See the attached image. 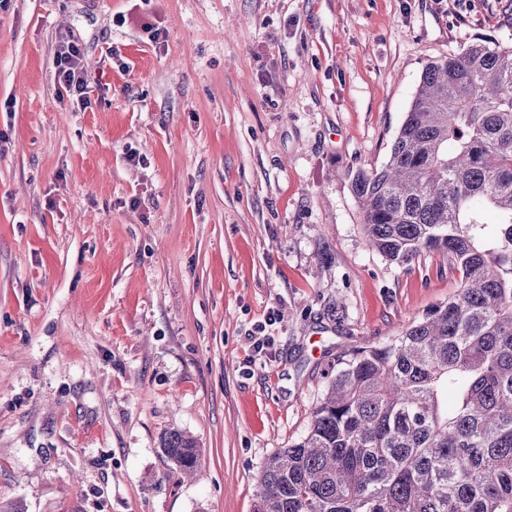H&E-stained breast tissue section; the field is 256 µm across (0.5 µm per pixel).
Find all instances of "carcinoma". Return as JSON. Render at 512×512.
Segmentation results:
<instances>
[{
    "mask_svg": "<svg viewBox=\"0 0 512 512\" xmlns=\"http://www.w3.org/2000/svg\"><path fill=\"white\" fill-rule=\"evenodd\" d=\"M352 188L369 249L438 252L459 290L340 358L305 435L264 462L258 512H512V46L431 62L388 160ZM162 448L173 474L200 466L183 432Z\"/></svg>",
    "mask_w": 512,
    "mask_h": 512,
    "instance_id": "obj_1",
    "label": "carcinoma"
}]
</instances>
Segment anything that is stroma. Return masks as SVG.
<instances>
[{
  "label": "stroma",
  "instance_id": "stroma-1",
  "mask_svg": "<svg viewBox=\"0 0 512 512\" xmlns=\"http://www.w3.org/2000/svg\"><path fill=\"white\" fill-rule=\"evenodd\" d=\"M64 38L81 108L56 92ZM483 40L512 45V0H10L0 501L257 512L338 358L458 290L445 256L368 250L352 179L387 161L426 66ZM83 51L80 45L71 39L59 42L54 58L55 82L59 98H76L80 106L88 104L90 80L81 66ZM162 448L172 465V474H191L200 466L198 442L180 431H171L162 440Z\"/></svg>",
  "mask_w": 512,
  "mask_h": 512
}]
</instances>
